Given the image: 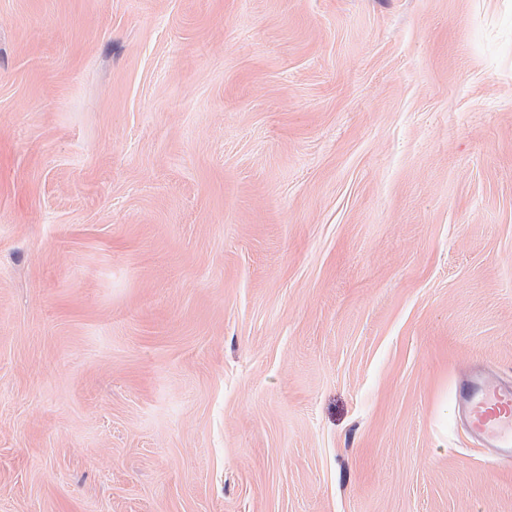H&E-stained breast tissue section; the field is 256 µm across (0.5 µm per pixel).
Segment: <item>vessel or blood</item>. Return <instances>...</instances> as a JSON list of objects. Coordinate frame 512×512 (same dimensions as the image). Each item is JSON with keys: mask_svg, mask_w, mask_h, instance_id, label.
<instances>
[{"mask_svg": "<svg viewBox=\"0 0 512 512\" xmlns=\"http://www.w3.org/2000/svg\"><path fill=\"white\" fill-rule=\"evenodd\" d=\"M455 397L469 432L497 461L512 462V385L489 380L480 372L460 381Z\"/></svg>", "mask_w": 512, "mask_h": 512, "instance_id": "vessel-or-blood-1", "label": "vessel or blood"}]
</instances>
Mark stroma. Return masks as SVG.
I'll return each instance as SVG.
<instances>
[{
  "instance_id": "1",
  "label": "stroma",
  "mask_w": 512,
  "mask_h": 512,
  "mask_svg": "<svg viewBox=\"0 0 512 512\" xmlns=\"http://www.w3.org/2000/svg\"><path fill=\"white\" fill-rule=\"evenodd\" d=\"M512 0H0V512H512ZM455 397L469 432L499 462H512V385L472 372L457 384Z\"/></svg>"
}]
</instances>
